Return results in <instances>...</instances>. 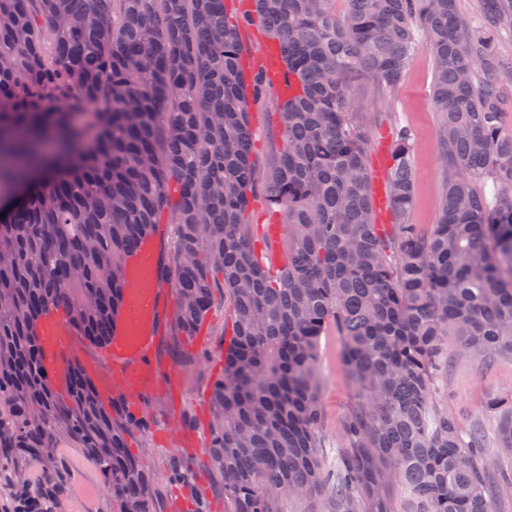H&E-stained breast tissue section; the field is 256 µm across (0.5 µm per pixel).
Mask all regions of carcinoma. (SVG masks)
Returning a JSON list of instances; mask_svg holds the SVG:
<instances>
[{"mask_svg": "<svg viewBox=\"0 0 512 512\" xmlns=\"http://www.w3.org/2000/svg\"><path fill=\"white\" fill-rule=\"evenodd\" d=\"M113 2L0 0V198L29 184L0 211V472L13 470L16 512H54L56 474L34 485L16 461L50 456L60 433L88 449L119 512H153L128 444L140 422L105 405L78 366L68 392L55 390L39 323L61 314L105 344L132 249L169 212L175 256L160 266L175 326L195 335L216 288L233 300L208 446L232 512H282L327 486L336 512H498L512 500V397L486 403L491 451L434 391L450 335L486 362L512 355V133L501 121L512 62L495 51L512 33V0H479L476 27L457 0H346L342 15L335 0H255L292 77L277 102L284 147L262 183L284 231L276 268L246 223L262 78L244 75L240 22L224 0H119L115 22ZM418 30L444 181L429 228L408 220L405 130L386 174L391 223L375 222L368 123L352 94L362 79L394 89ZM331 324L360 397L334 476L318 397Z\"/></svg>", "mask_w": 512, "mask_h": 512, "instance_id": "1", "label": "carcinoma"}]
</instances>
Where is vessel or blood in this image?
Wrapping results in <instances>:
<instances>
[{
    "label": "vessel or blood",
    "mask_w": 512,
    "mask_h": 512,
    "mask_svg": "<svg viewBox=\"0 0 512 512\" xmlns=\"http://www.w3.org/2000/svg\"><path fill=\"white\" fill-rule=\"evenodd\" d=\"M260 69L266 80L279 89H286L288 72L279 50L267 52ZM157 256L154 236H146L139 241L132 261L125 268L120 326L105 347L112 362V372H98L91 364L86 367L89 374L95 375L102 398L121 394L135 412L141 409L142 390L163 382L149 349L156 322L169 313L159 282ZM40 340L51 359L54 386L59 391H66L76 354L71 333L59 316L50 315L41 322Z\"/></svg>",
    "instance_id": "obj_1"
}]
</instances>
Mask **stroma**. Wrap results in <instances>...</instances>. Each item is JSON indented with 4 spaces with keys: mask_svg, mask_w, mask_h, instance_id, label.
Segmentation results:
<instances>
[{
    "mask_svg": "<svg viewBox=\"0 0 512 512\" xmlns=\"http://www.w3.org/2000/svg\"><path fill=\"white\" fill-rule=\"evenodd\" d=\"M433 60L426 47H418L402 81L390 91H380L371 81L355 84L353 93L370 119L369 158L389 146L395 129L411 135L414 197L410 223L435 224L441 209L443 180L438 163L439 117L431 100ZM253 155L258 175H265L284 144L277 125L276 104L266 100L250 111ZM231 301L216 289L210 313L205 348L178 336L167 327L160 337L155 358L162 369L178 374L176 392L162 390L148 399L141 415L149 424L146 435L134 437L130 448L145 471L147 490L156 512H227L224 481L210 467L206 447L211 408L209 391L224 363V338L231 331ZM343 343L336 330L321 339L318 368L321 375L319 403L322 410L321 440L327 468H335L345 447L344 422L354 403V390L342 361ZM512 394V357L491 363L460 351L456 339L448 341V369L437 388L438 399L456 416L462 428L481 421L486 435H493L494 420L487 414L488 397ZM180 464L188 469L184 486H172L168 470ZM24 467L39 475L53 466L60 485L58 512H118L116 503L102 485V474L85 448L68 436H58L50 457L31 456Z\"/></svg>",
    "mask_w": 512,
    "mask_h": 512,
    "instance_id": "1",
    "label": "stroma"
}]
</instances>
